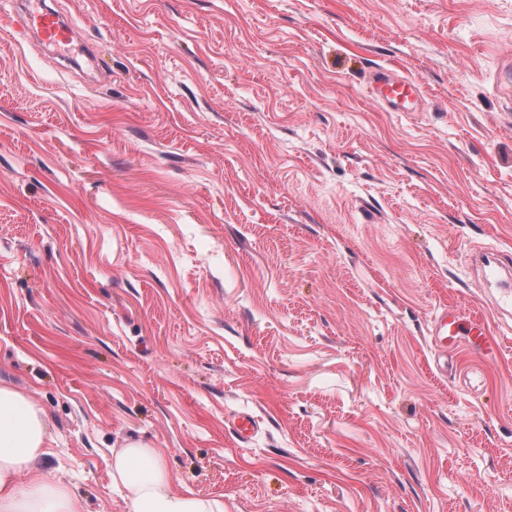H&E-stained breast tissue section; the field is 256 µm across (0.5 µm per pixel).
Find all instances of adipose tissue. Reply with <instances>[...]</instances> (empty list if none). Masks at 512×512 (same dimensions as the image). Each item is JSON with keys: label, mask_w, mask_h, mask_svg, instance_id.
<instances>
[{"label": "adipose tissue", "mask_w": 512, "mask_h": 512, "mask_svg": "<svg viewBox=\"0 0 512 512\" xmlns=\"http://www.w3.org/2000/svg\"><path fill=\"white\" fill-rule=\"evenodd\" d=\"M53 440L44 410L0 381V512H83L67 484L48 480L36 466ZM112 480L123 487L132 512H224L223 501L176 490L163 456L139 442L113 453Z\"/></svg>", "instance_id": "obj_1"}]
</instances>
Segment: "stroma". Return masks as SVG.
Masks as SVG:
<instances>
[{"instance_id": "35a3bbf8", "label": "stroma", "mask_w": 512, "mask_h": 512, "mask_svg": "<svg viewBox=\"0 0 512 512\" xmlns=\"http://www.w3.org/2000/svg\"><path fill=\"white\" fill-rule=\"evenodd\" d=\"M45 3L79 43L0 9V378L46 477L131 512L139 441L224 512H512V0ZM368 84L375 91L376 102L389 112H411L424 98L418 84L391 69H373L368 75ZM433 331L436 341L443 346L448 345V338L454 336H469L471 346L480 349L489 347L492 336L486 322L478 317L466 315L453 307L444 306L435 316Z\"/></svg>"}]
</instances>
